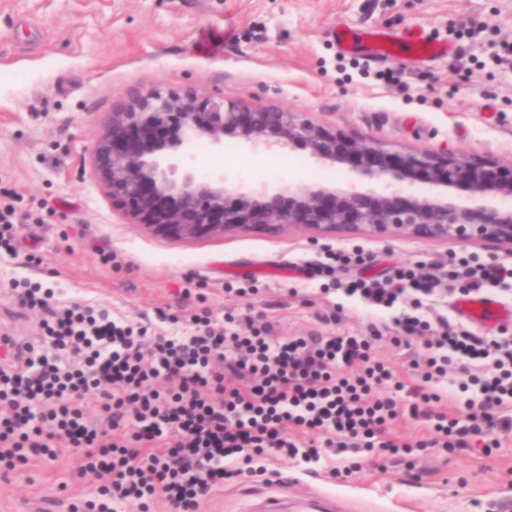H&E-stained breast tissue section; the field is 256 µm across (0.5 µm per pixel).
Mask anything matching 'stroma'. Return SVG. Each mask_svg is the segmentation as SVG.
<instances>
[{
	"mask_svg": "<svg viewBox=\"0 0 512 512\" xmlns=\"http://www.w3.org/2000/svg\"><path fill=\"white\" fill-rule=\"evenodd\" d=\"M394 35L424 31L450 45L422 64L341 50L336 27ZM194 89L238 103H265L396 151L446 150L512 168V0H0V210L15 209L12 249L0 248V337L34 340L53 309L72 303L168 331V316L209 310L267 323L275 336L382 334L375 355L405 384L416 383L420 341L393 340L394 316L416 314L432 331L463 328L512 336L459 316L464 279L448 259L512 267L495 243L412 237H336L310 243L308 230H261L182 243L131 223L100 188L91 149L103 119L152 89ZM196 166L223 172L231 195L259 183L381 190L385 182L348 166L316 163L301 149L257 150L251 163L234 138L223 151L194 145ZM360 250L370 265L326 273L328 251ZM413 268L440 280L434 295L385 309L347 296V281ZM49 292L47 308H23L14 284ZM392 435L405 450L355 454L340 477L334 455L278 457L261 477L241 476L200 512H247L257 498L318 493L340 512H512V430L491 455L420 448L426 422L401 414ZM75 449L0 466V512H70L96 497L94 474L75 475Z\"/></svg>",
	"mask_w": 512,
	"mask_h": 512,
	"instance_id": "35a3bbf8",
	"label": "stroma"
}]
</instances>
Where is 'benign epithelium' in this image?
Masks as SVG:
<instances>
[{
	"label": "benign epithelium",
	"instance_id": "obj_1",
	"mask_svg": "<svg viewBox=\"0 0 512 512\" xmlns=\"http://www.w3.org/2000/svg\"><path fill=\"white\" fill-rule=\"evenodd\" d=\"M267 150L301 147L318 163L347 165L373 179L396 182L425 174L445 188L466 184L479 204L450 195L397 204L392 192L285 185L260 186L226 204L224 174L204 173L188 148L199 140L224 149V139ZM101 189L134 224L191 243L203 236L260 228L281 235L293 227L318 233L432 240L493 241L512 255V177L491 176L493 161L448 153H397L365 146L278 108L228 102L196 90L153 89L103 120L91 150Z\"/></svg>",
	"mask_w": 512,
	"mask_h": 512
}]
</instances>
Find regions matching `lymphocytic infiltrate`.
I'll use <instances>...</instances> for the list:
<instances>
[{
    "instance_id": "f902f5d3",
    "label": "lymphocytic infiltrate",
    "mask_w": 512,
    "mask_h": 512,
    "mask_svg": "<svg viewBox=\"0 0 512 512\" xmlns=\"http://www.w3.org/2000/svg\"><path fill=\"white\" fill-rule=\"evenodd\" d=\"M408 287L428 295L435 282L399 269L349 281L346 292L390 308ZM190 322L191 334L151 337L78 304L53 311L23 364L0 366V463L51 457L64 442L78 452L79 474L101 481L78 512H118L133 502L140 512L159 503L167 512H199L225 482L257 474L259 458L311 461L326 448L339 456L352 448L398 453L388 426L404 410L430 423L429 448L468 449L477 440L488 450L499 445L495 430L512 428L497 415L512 401V338L489 345L449 327L431 336L424 320H397L401 338H420L425 348L415 363L421 381L407 389L373 358V329L276 338L264 326L232 331L207 311ZM62 351L71 362L59 360ZM455 359L475 367L460 386V417L435 411L429 389ZM85 399L108 412L110 429L89 423L79 406ZM294 430L307 441L291 438Z\"/></svg>"
}]
</instances>
